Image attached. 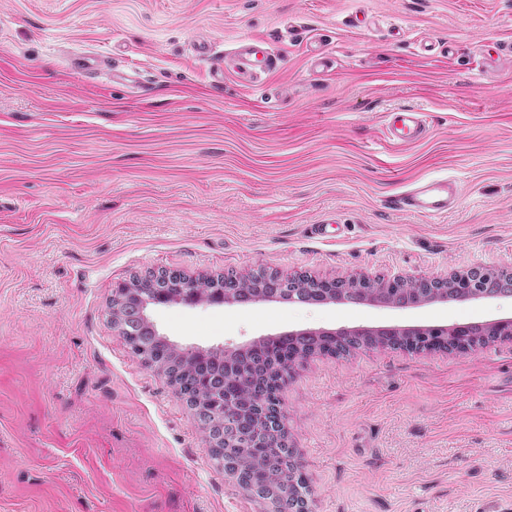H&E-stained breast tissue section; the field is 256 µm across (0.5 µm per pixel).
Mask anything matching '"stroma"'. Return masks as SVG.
I'll return each instance as SVG.
<instances>
[{
    "mask_svg": "<svg viewBox=\"0 0 512 512\" xmlns=\"http://www.w3.org/2000/svg\"><path fill=\"white\" fill-rule=\"evenodd\" d=\"M200 34L228 56L265 38L283 66L254 87L228 60L215 81ZM75 53L103 64L77 73ZM401 108L429 131L395 147ZM443 176L452 212L394 208ZM475 266L512 272V0H0V512H265L113 326L117 283ZM148 314L181 347L232 350L487 323L512 297ZM281 408L316 512H512L510 342L315 357Z\"/></svg>",
    "mask_w": 512,
    "mask_h": 512,
    "instance_id": "35a3bbf8",
    "label": "stroma"
}]
</instances>
